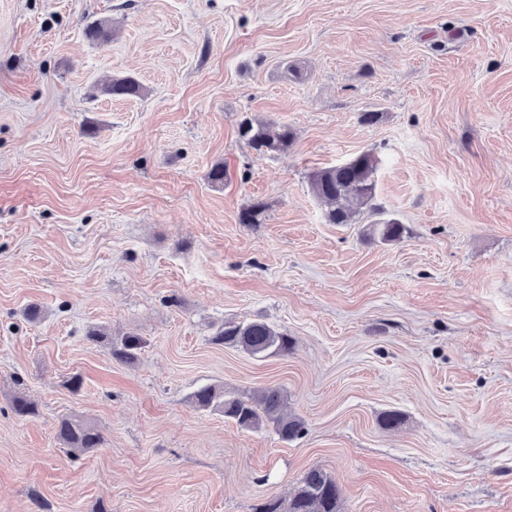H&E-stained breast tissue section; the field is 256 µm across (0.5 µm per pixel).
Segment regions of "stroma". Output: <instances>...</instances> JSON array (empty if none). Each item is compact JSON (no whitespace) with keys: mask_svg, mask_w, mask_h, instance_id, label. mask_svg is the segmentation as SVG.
Wrapping results in <instances>:
<instances>
[{"mask_svg":"<svg viewBox=\"0 0 512 512\" xmlns=\"http://www.w3.org/2000/svg\"><path fill=\"white\" fill-rule=\"evenodd\" d=\"M365 151L403 242L311 191ZM253 320L292 352L213 342ZM207 385L280 387L306 431L197 409ZM64 416L103 445L71 454ZM314 466L344 512H512V0H0V512H254ZM239 139L262 154H287L294 142V135L288 126L273 131L271 124L245 115L238 123ZM367 224V235L377 237L384 242H400L407 235V227L395 219L374 221ZM90 343L106 347L112 359L126 365L135 364L145 347L144 340L135 334H127L120 340L112 339V334L102 329H92L86 334Z\"/></svg>","mask_w":512,"mask_h":512,"instance_id":"obj_1","label":"stroma"}]
</instances>
